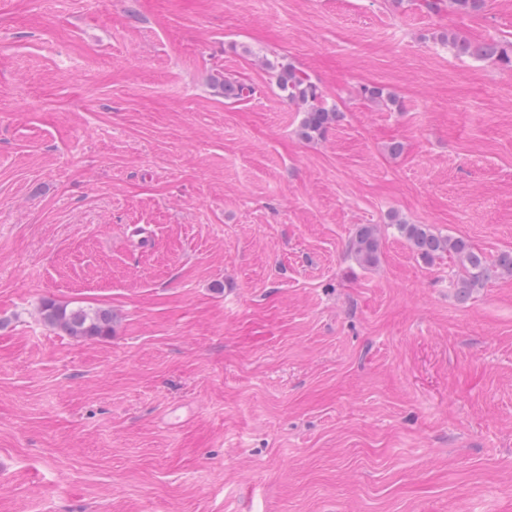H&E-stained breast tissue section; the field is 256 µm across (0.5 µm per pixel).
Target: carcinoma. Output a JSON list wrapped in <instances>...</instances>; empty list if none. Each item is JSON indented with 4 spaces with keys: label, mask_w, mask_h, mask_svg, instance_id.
I'll return each instance as SVG.
<instances>
[{
    "label": "carcinoma",
    "mask_w": 512,
    "mask_h": 512,
    "mask_svg": "<svg viewBox=\"0 0 512 512\" xmlns=\"http://www.w3.org/2000/svg\"><path fill=\"white\" fill-rule=\"evenodd\" d=\"M422 5L430 12L438 13L443 7L462 16L478 15L485 11L487 0H422ZM448 47L460 55L493 59L512 69V45L496 41L472 42L459 33L450 30L443 35ZM277 86L286 99L304 113L300 133L306 139L321 135L337 119V112L327 107L319 88L291 63L278 66ZM224 96L235 100H247L258 94L259 89L246 82L226 80L223 82ZM365 98L382 102L396 103L395 97L379 86H366L362 90ZM398 232L407 240L411 249L422 259L432 261L445 254H454L459 261V274L456 281L459 294L466 297L489 278L491 268L512 275V252L497 255L494 263L475 252L460 238L435 234L426 224H408L395 220ZM350 252L355 260L367 267L379 261L380 238L377 227L362 224L350 241ZM44 322L75 339L103 338L112 335V312L89 306H70L47 301L42 307Z\"/></svg>",
    "instance_id": "cac0c4a2"
}]
</instances>
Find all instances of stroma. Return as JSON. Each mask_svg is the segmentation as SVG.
Here are the masks:
<instances>
[{
    "instance_id": "obj_1",
    "label": "stroma",
    "mask_w": 512,
    "mask_h": 512,
    "mask_svg": "<svg viewBox=\"0 0 512 512\" xmlns=\"http://www.w3.org/2000/svg\"><path fill=\"white\" fill-rule=\"evenodd\" d=\"M451 29L512 0H0V512H512V275L394 225L512 251V70ZM442 39L457 54L493 59L512 69V45H503L496 41L472 42L453 30H448V34L443 35ZM277 86L289 102L304 113L300 133L306 139L320 136L337 119L336 109L327 107L319 88L292 63H281ZM395 224L411 249L422 259L433 261L451 253L457 256L460 270L456 284L463 297L482 286L489 278V261L484 255L475 252L463 239L437 235L425 224H407L402 220H395ZM349 247L352 256L359 264L367 267L376 265L380 254V238L376 225H360ZM44 322L75 339L111 336L112 312L103 308L72 306L47 301L42 307Z\"/></svg>"
}]
</instances>
